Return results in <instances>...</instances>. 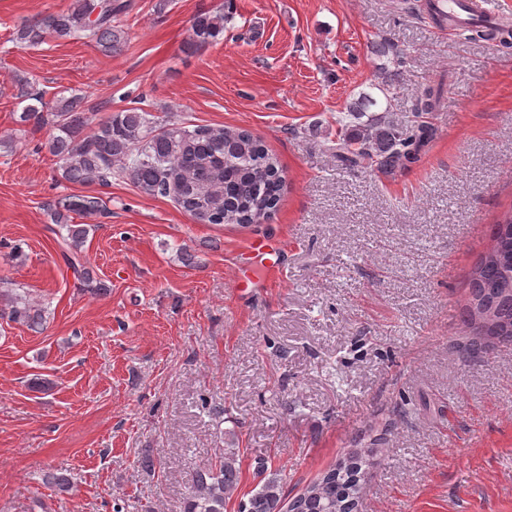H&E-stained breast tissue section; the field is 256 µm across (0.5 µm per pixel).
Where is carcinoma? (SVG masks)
<instances>
[{
    "mask_svg": "<svg viewBox=\"0 0 512 512\" xmlns=\"http://www.w3.org/2000/svg\"><path fill=\"white\" fill-rule=\"evenodd\" d=\"M133 7L132 0H73L61 12L47 13L24 23L13 40L21 47L51 40L90 39L106 53H115L127 43L128 32L119 25L120 17ZM224 31V13L203 12L191 25L188 45L203 47ZM467 40L481 38L509 44L512 29L507 25L473 22L459 31ZM378 63L374 84L384 98L373 97L352 103L347 115L338 120L336 142L330 147L344 168L378 169L390 172L414 163L430 138L424 116L432 112L440 89L426 88L416 96L410 115L400 122L388 118L392 111L389 84L399 75L400 52L390 42L373 47ZM34 103L19 115L21 124L53 128L47 147L61 161L62 178L74 184L108 186L112 178L130 181L139 190L172 198L197 221L201 213L216 218L209 224H260L277 208L285 179L276 156L246 129L193 126L186 122L150 125L148 113L138 106L112 113L87 134L91 116L79 94L56 99L54 111L44 112L37 104L42 97L32 94ZM53 223L66 230L62 256L76 279L93 291V277L82 255L89 234L86 224L72 223V216L99 217L106 202L99 195H69L48 205ZM491 245L480 255L468 278V297L463 323L473 340L465 346L467 356L483 353L488 336H504L512 342V211L490 230ZM30 329L42 324L44 310L33 305L26 293L13 288L6 293L0 316ZM238 449H224L219 462L196 473L183 512H224L227 500L239 484ZM366 465L359 455L343 465H334L309 484L302 493L288 499L283 469H270L260 463L259 481L240 512H331V506L354 497L361 486Z\"/></svg>",
    "mask_w": 512,
    "mask_h": 512,
    "instance_id": "carcinoma-1",
    "label": "carcinoma"
}]
</instances>
